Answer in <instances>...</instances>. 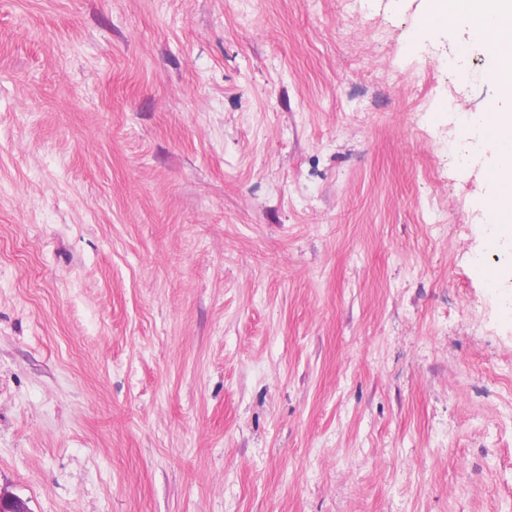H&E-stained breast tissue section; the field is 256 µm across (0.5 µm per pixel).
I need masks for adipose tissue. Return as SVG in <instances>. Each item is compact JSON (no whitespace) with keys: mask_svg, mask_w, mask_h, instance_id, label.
<instances>
[{"mask_svg":"<svg viewBox=\"0 0 512 512\" xmlns=\"http://www.w3.org/2000/svg\"><path fill=\"white\" fill-rule=\"evenodd\" d=\"M460 12L468 24L488 43L500 46L488 79L503 97L512 99V0H429L426 18L432 29L444 28V14ZM497 130L486 131L485 116H478L476 127L482 141L496 149V161L488 172L490 195L512 197V111L495 110Z\"/></svg>","mask_w":512,"mask_h":512,"instance_id":"obj_1","label":"adipose tissue"}]
</instances>
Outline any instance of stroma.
Wrapping results in <instances>:
<instances>
[{
	"label": "stroma",
	"instance_id": "35a3bbf8",
	"mask_svg": "<svg viewBox=\"0 0 512 512\" xmlns=\"http://www.w3.org/2000/svg\"><path fill=\"white\" fill-rule=\"evenodd\" d=\"M426 8L0 0V487L512 512V253L448 148L499 91Z\"/></svg>",
	"mask_w": 512,
	"mask_h": 512
}]
</instances>
